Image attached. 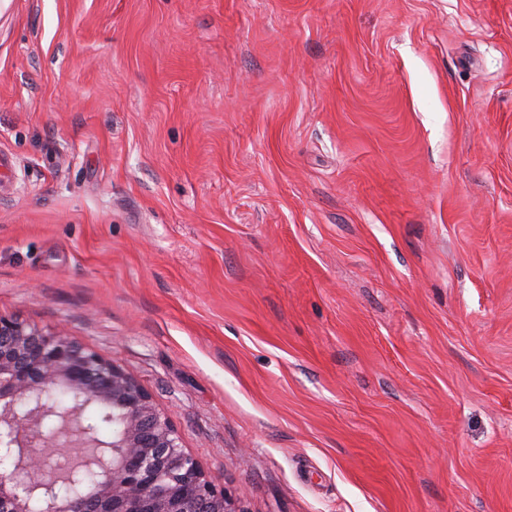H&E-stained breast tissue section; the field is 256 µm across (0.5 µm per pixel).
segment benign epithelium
Instances as JSON below:
<instances>
[{
	"instance_id": "7a95c632",
	"label": "benign epithelium",
	"mask_w": 512,
	"mask_h": 512,
	"mask_svg": "<svg viewBox=\"0 0 512 512\" xmlns=\"http://www.w3.org/2000/svg\"><path fill=\"white\" fill-rule=\"evenodd\" d=\"M56 392L69 396L61 408ZM95 405L112 440L84 418ZM0 512H241L183 448L151 395L122 368L77 344L0 316ZM84 472L100 478L78 500L59 492Z\"/></svg>"
}]
</instances>
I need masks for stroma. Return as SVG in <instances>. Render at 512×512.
Returning <instances> with one entry per match:
<instances>
[{
  "instance_id": "stroma-1",
  "label": "stroma",
  "mask_w": 512,
  "mask_h": 512,
  "mask_svg": "<svg viewBox=\"0 0 512 512\" xmlns=\"http://www.w3.org/2000/svg\"><path fill=\"white\" fill-rule=\"evenodd\" d=\"M0 154V316L238 512H512V0H0Z\"/></svg>"
}]
</instances>
